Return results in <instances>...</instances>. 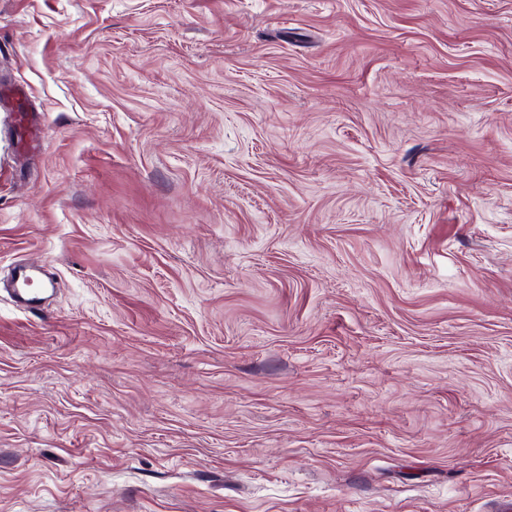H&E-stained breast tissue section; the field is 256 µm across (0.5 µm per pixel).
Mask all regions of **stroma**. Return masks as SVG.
Segmentation results:
<instances>
[{
  "mask_svg": "<svg viewBox=\"0 0 512 512\" xmlns=\"http://www.w3.org/2000/svg\"><path fill=\"white\" fill-rule=\"evenodd\" d=\"M37 257L0 512H498L512 0H0V279Z\"/></svg>",
  "mask_w": 512,
  "mask_h": 512,
  "instance_id": "stroma-1",
  "label": "stroma"
}]
</instances>
